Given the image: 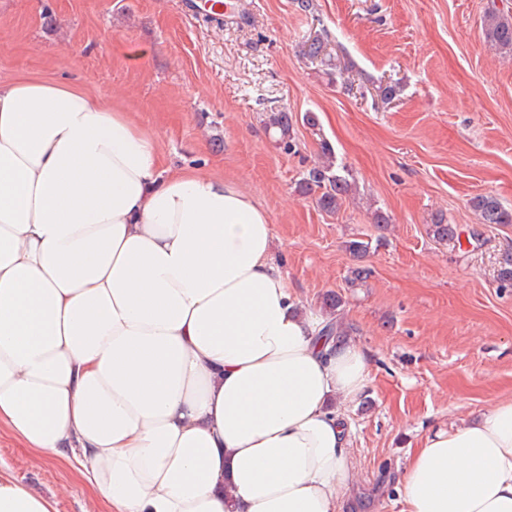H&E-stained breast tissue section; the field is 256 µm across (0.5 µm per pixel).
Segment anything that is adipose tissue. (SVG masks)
Returning a JSON list of instances; mask_svg holds the SVG:
<instances>
[{"instance_id": "1", "label": "adipose tissue", "mask_w": 512, "mask_h": 512, "mask_svg": "<svg viewBox=\"0 0 512 512\" xmlns=\"http://www.w3.org/2000/svg\"><path fill=\"white\" fill-rule=\"evenodd\" d=\"M124 105L0 82V429L105 512H341L369 357L324 337L267 211L163 174ZM403 512H512V399L425 433ZM0 512H55L0 467Z\"/></svg>"}]
</instances>
